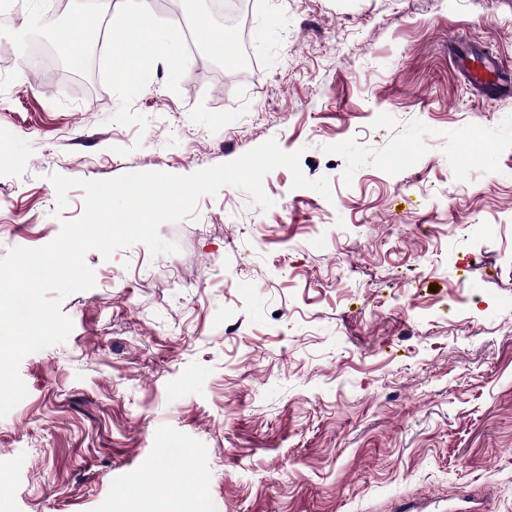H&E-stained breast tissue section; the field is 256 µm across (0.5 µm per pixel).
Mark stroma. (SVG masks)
<instances>
[{"label": "stroma", "instance_id": "obj_1", "mask_svg": "<svg viewBox=\"0 0 512 512\" xmlns=\"http://www.w3.org/2000/svg\"><path fill=\"white\" fill-rule=\"evenodd\" d=\"M150 2L194 40L136 67L103 43L89 89L27 74L55 0L0 5V257L81 216L53 174L188 175L273 139L332 195L279 167L269 210L225 186L162 224L177 252L88 251L67 340L0 419V512H512V96L448 57L474 38L512 68V0H246L229 84L207 0ZM67 10L84 38L113 20Z\"/></svg>", "mask_w": 512, "mask_h": 512}]
</instances>
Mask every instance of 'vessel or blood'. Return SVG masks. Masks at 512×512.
<instances>
[{"label":"vessel or blood","instance_id":"1","mask_svg":"<svg viewBox=\"0 0 512 512\" xmlns=\"http://www.w3.org/2000/svg\"><path fill=\"white\" fill-rule=\"evenodd\" d=\"M449 57L476 95L493 100L502 93L512 91V72L503 66L497 54L479 42L452 49Z\"/></svg>","mask_w":512,"mask_h":512}]
</instances>
